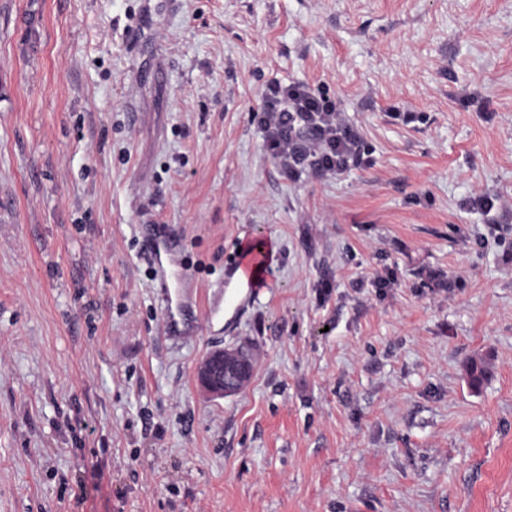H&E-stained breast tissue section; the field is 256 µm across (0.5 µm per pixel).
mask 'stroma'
Wrapping results in <instances>:
<instances>
[{
  "instance_id": "35a3bbf8",
  "label": "stroma",
  "mask_w": 512,
  "mask_h": 512,
  "mask_svg": "<svg viewBox=\"0 0 512 512\" xmlns=\"http://www.w3.org/2000/svg\"><path fill=\"white\" fill-rule=\"evenodd\" d=\"M144 3L0 0V512H512V0H181L148 47ZM273 79L340 101L365 163L288 179ZM240 345L249 385L205 399ZM143 249L154 266V281L160 288L163 332L183 341L194 336L200 308L198 290L179 262V241L165 224H145ZM252 371L251 361L240 351L215 349L197 366V382L211 398H224L245 387Z\"/></svg>"
}]
</instances>
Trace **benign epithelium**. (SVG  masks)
Wrapping results in <instances>:
<instances>
[{
	"mask_svg": "<svg viewBox=\"0 0 512 512\" xmlns=\"http://www.w3.org/2000/svg\"><path fill=\"white\" fill-rule=\"evenodd\" d=\"M252 371L251 361L239 351L215 349L197 366V382L212 398H224L245 387Z\"/></svg>",
	"mask_w": 512,
	"mask_h": 512,
	"instance_id": "1",
	"label": "benign epithelium"
}]
</instances>
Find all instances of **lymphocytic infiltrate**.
I'll return each instance as SVG.
<instances>
[{"mask_svg":"<svg viewBox=\"0 0 512 512\" xmlns=\"http://www.w3.org/2000/svg\"><path fill=\"white\" fill-rule=\"evenodd\" d=\"M255 117L269 155L289 179L341 173L363 159L338 103L307 84L270 81Z\"/></svg>","mask_w":512,"mask_h":512,"instance_id":"f902f5d3","label":"lymphocytic infiltrate"}]
</instances>
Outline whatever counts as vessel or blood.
I'll use <instances>...</instances> for the list:
<instances>
[{
    "label": "vessel or blood",
    "mask_w": 512,
    "mask_h": 512,
    "mask_svg": "<svg viewBox=\"0 0 512 512\" xmlns=\"http://www.w3.org/2000/svg\"><path fill=\"white\" fill-rule=\"evenodd\" d=\"M143 249L160 288L163 332L174 339H192L200 308L199 294L179 261V241L163 224H146Z\"/></svg>",
    "instance_id": "vessel-or-blood-1"
}]
</instances>
